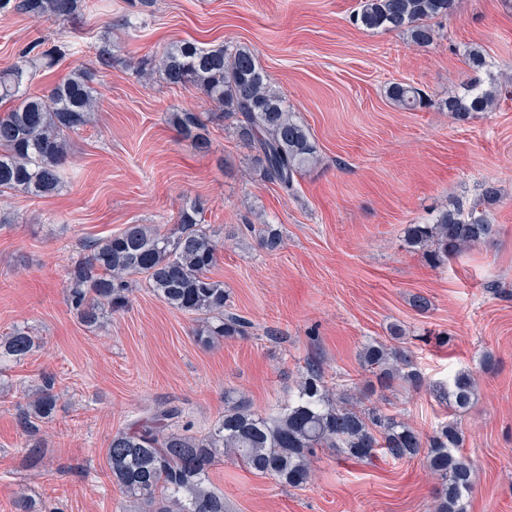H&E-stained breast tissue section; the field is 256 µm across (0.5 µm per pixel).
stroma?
Here are the masks:
<instances>
[{
	"label": "stroma",
	"mask_w": 512,
	"mask_h": 512,
	"mask_svg": "<svg viewBox=\"0 0 512 512\" xmlns=\"http://www.w3.org/2000/svg\"><path fill=\"white\" fill-rule=\"evenodd\" d=\"M358 0H96L80 24L0 18V70L35 40L70 51L39 73L47 93L72 70L97 67L98 108L69 135L60 190L0 193V336L28 328L39 344L0 362V512L18 496L47 512H141L108 479L107 448L144 410L176 406L193 433L224 413L232 388L258 412L286 402L306 361L328 383L366 386L369 340L399 325L426 386L395 387L379 404L429 436L448 418L463 432L475 472L464 512H512V92L491 111L456 121L442 99L473 79L464 52L484 50L491 76H512V0H455L421 48L398 32H368L351 17ZM112 67H98L102 35ZM246 45L309 130L318 161L292 191L265 181L236 121L209 126L211 148L191 149L173 112H211L205 98L139 78L134 62L169 44ZM422 90L424 107L398 108L392 83ZM501 195L487 212L492 242L433 268L405 243L408 225L434 211L469 207L484 182ZM199 201L222 247L213 269L227 305L250 320L245 336L202 345L198 321L160 301L144 278L102 327L82 323L68 300L67 272L86 243L127 224L169 232L183 205ZM282 232L274 251L259 239ZM430 302L418 311L414 296ZM462 369L477 397L457 415L429 391ZM58 396L52 418L27 433L18 416L43 376ZM302 488L277 485L231 457L210 470L228 512H429L440 483L421 461L350 460L331 449Z\"/></svg>",
	"instance_id": "1"
}]
</instances>
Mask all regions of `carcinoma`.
Here are the masks:
<instances>
[{"instance_id":"cac0c4a2","label":"carcinoma","mask_w":512,"mask_h":512,"mask_svg":"<svg viewBox=\"0 0 512 512\" xmlns=\"http://www.w3.org/2000/svg\"><path fill=\"white\" fill-rule=\"evenodd\" d=\"M88 0H0V15L25 14L78 24ZM455 0H359L354 15L366 31L402 32L418 47L432 45L438 32L432 20L453 14ZM65 54L35 41L22 49L14 63L0 71V103L10 108L0 115V190L21 191L35 197L56 193L66 161L69 133L89 122L97 102L95 73L72 71L46 95L30 91L37 72L53 66ZM137 73L151 80L195 92L220 108L222 116H239L237 134L254 152L260 175L288 191L296 176L309 167L317 147L308 129L288 109L283 92L272 85L255 54L243 45L203 47L182 40L167 47L159 60L142 59ZM498 93L496 83L485 89L468 85L443 102L455 119L466 122L488 111ZM394 104L413 111L423 92L407 83L389 87ZM171 122L182 139L197 150L209 147V130L198 112H175ZM499 188L483 185L479 200L469 209L439 213L430 224L410 228L408 245L422 249L427 261L440 266L465 249L493 239L498 233L483 206L496 200ZM203 208L190 203L180 209L176 229L161 232L146 224H128L118 233L90 245V254L68 273V302L86 324L95 326L104 313L127 302L130 278L143 276L152 292L170 307L204 322L198 336H243L247 322L224 312V284L213 280L218 241L202 224ZM36 346L26 327L0 336V358L24 359ZM364 364L375 369L381 387L396 382L417 390L423 376L399 346L377 339L364 344ZM54 380L43 377L35 396L20 413L29 433L38 422L53 416ZM433 395L454 412L467 410L476 395V379L469 370L457 372L448 384L432 386ZM224 415L204 435L175 429L181 410L157 408L138 417L112 436L107 450L110 481L140 501L144 512H226L224 496L210 488V469L229 454L244 469L289 487H301L312 476L319 448H334L347 458L370 460L377 453L394 462L420 459L441 479L431 512H462V500L473 489V467L458 454L462 433L454 421L444 422L423 436L408 422L372 403L353 404L347 389L329 387L320 363H305L288 402L271 413L253 411L224 392Z\"/></svg>"}]
</instances>
